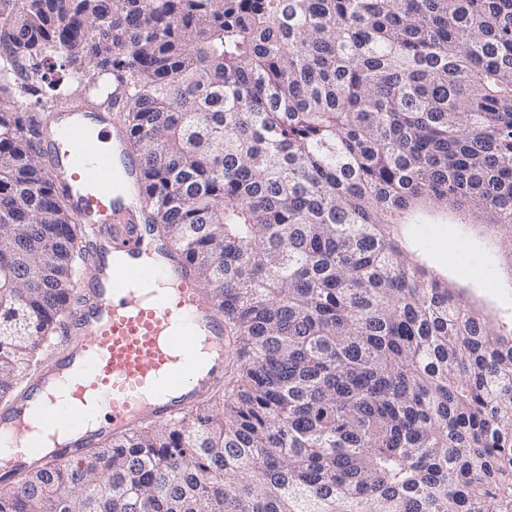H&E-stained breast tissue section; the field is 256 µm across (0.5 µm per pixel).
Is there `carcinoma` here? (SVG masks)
Listing matches in <instances>:
<instances>
[{
	"label": "carcinoma",
	"mask_w": 512,
	"mask_h": 512,
	"mask_svg": "<svg viewBox=\"0 0 512 512\" xmlns=\"http://www.w3.org/2000/svg\"><path fill=\"white\" fill-rule=\"evenodd\" d=\"M114 84L233 376L0 512H512V317L400 232L483 225L512 288V0H0L5 404L92 260L30 129Z\"/></svg>",
	"instance_id": "carcinoma-1"
}]
</instances>
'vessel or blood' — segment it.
Returning <instances> with one entry per match:
<instances>
[{
  "mask_svg": "<svg viewBox=\"0 0 512 512\" xmlns=\"http://www.w3.org/2000/svg\"><path fill=\"white\" fill-rule=\"evenodd\" d=\"M111 141L103 150L102 141ZM37 141L93 230L95 286L61 330L65 346L0 409V481L48 461L73 462L107 436L194 414L233 354L211 289L151 224L134 195L142 161L126 128L78 106Z\"/></svg>",
  "mask_w": 512,
  "mask_h": 512,
  "instance_id": "vessel-or-blood-1",
  "label": "vessel or blood"
}]
</instances>
